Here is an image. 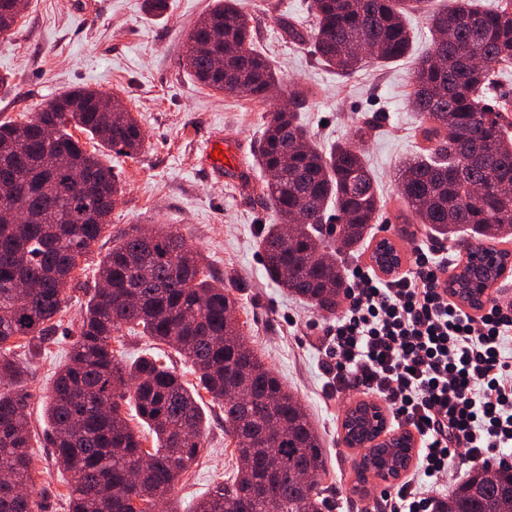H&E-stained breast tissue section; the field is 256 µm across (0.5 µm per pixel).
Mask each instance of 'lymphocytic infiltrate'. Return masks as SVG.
I'll return each mask as SVG.
<instances>
[{"label": "lymphocytic infiltrate", "mask_w": 512, "mask_h": 512, "mask_svg": "<svg viewBox=\"0 0 512 512\" xmlns=\"http://www.w3.org/2000/svg\"><path fill=\"white\" fill-rule=\"evenodd\" d=\"M442 253L416 248L393 280L355 268L345 311L324 328L337 393L376 396L421 441L419 476L359 512H437L453 459L488 467L512 447V304L494 297L480 315L464 312L448 298Z\"/></svg>", "instance_id": "1"}]
</instances>
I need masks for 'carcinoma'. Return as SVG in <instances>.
Returning a JSON list of instances; mask_svg holds the SVG:
<instances>
[{"label":"carcinoma","mask_w":512,"mask_h":512,"mask_svg":"<svg viewBox=\"0 0 512 512\" xmlns=\"http://www.w3.org/2000/svg\"><path fill=\"white\" fill-rule=\"evenodd\" d=\"M0 0V35L19 15ZM428 0H311L316 60L341 75L368 58L409 54L408 12ZM431 39L415 64L409 101L429 146L397 172L398 194L431 237L482 245L512 238V102L497 95L512 64V0L479 7L447 0L428 13ZM182 67L227 96L260 103L277 73L253 47L240 0H215L188 34ZM304 93L271 113L255 154L263 194L280 227L260 238L267 274L317 311L336 312L347 288L345 257L369 236L380 209L361 146L376 124L364 120L348 140L318 147L299 121ZM90 88L66 91L31 118L0 122V512H38L33 460L17 389L12 343L56 340L58 315L79 261L112 223L122 194L112 166L71 130L134 158L146 133L132 112L108 109ZM53 128L46 139L44 126ZM82 324L44 405L53 455L68 482L70 512H129L133 497L158 503L189 472L203 447L201 392L224 407L236 466L193 512H326L327 463L319 430L294 393L243 343L238 304L224 280L176 226L145 234L134 226L97 267ZM150 337L177 353L195 382L159 358L122 364L112 340ZM132 402L155 439L152 449L129 424ZM452 512H512V466L473 467L450 492Z\"/></svg>","instance_id":"obj_1"}]
</instances>
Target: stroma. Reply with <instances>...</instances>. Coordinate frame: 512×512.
<instances>
[{"mask_svg": "<svg viewBox=\"0 0 512 512\" xmlns=\"http://www.w3.org/2000/svg\"><path fill=\"white\" fill-rule=\"evenodd\" d=\"M310 0H241L252 19L255 48L270 57L279 77L267 103L257 104L196 83L180 66L187 37L212 0H168L166 13L147 14L143 0H26L10 34L0 36V75L12 78L0 89V122L33 115L63 91L90 87L119 100L144 128L147 138L136 158L102 149L123 193L112 224L91 255L81 259L63 312L75 326L95 286L96 265L113 240L132 225L173 224L196 247L202 265L224 279L238 297L237 318L246 344L298 396L324 436L332 512L387 486L374 478L358 480L361 449L346 447L341 427L346 410L360 394L340 395L322 369V328L331 316L289 295L271 279L259 257L258 242L276 222L262 192L253 160L268 112L288 106L292 92L305 93L301 110L313 142L323 148L346 140L362 119L379 127L364 147L381 200L370 239L347 265L371 264L375 241L390 238L410 259L414 246L427 243L420 225L406 223L396 172L424 140L406 90L412 59L368 62L342 77L317 62L306 45L288 34L296 27L310 34ZM223 134L236 152L237 178L218 179L205 168L200 131ZM68 339L50 349L20 348L27 371L20 383L30 395L34 494L42 512H68L67 474L61 473L48 439L43 400L53 372L69 352ZM206 439L195 465L167 498L170 512H191L197 499L224 482L231 471L233 445L224 432V411L204 401Z\"/></svg>", "mask_w": 512, "mask_h": 512, "instance_id": "35a3bbf8", "label": "stroma"}]
</instances>
